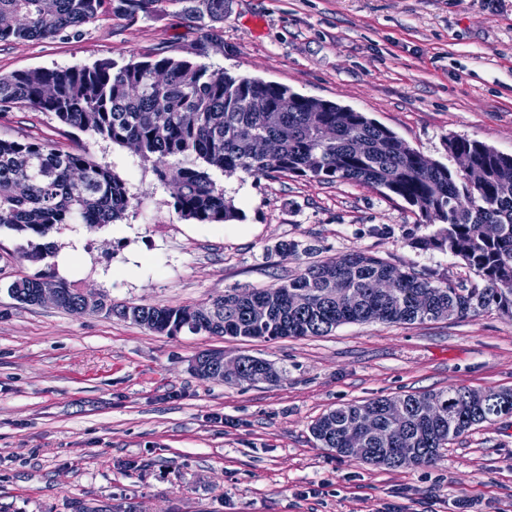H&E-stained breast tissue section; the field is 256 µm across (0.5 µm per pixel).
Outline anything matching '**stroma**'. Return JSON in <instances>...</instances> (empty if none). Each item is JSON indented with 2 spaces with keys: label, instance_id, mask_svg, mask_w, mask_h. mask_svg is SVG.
I'll return each instance as SVG.
<instances>
[{
  "label": "stroma",
  "instance_id": "obj_1",
  "mask_svg": "<svg viewBox=\"0 0 512 512\" xmlns=\"http://www.w3.org/2000/svg\"><path fill=\"white\" fill-rule=\"evenodd\" d=\"M174 56L288 86L366 113L431 160L449 137L512 155V0H224L220 31L168 0L106 16L83 39L0 43V74ZM0 138L86 149L134 197L122 220L53 233L76 249L75 288L116 303L198 306L266 288L305 265L363 250L435 282H476L408 205L366 186L217 175L243 214L227 227L180 219L174 187L136 152L27 108L0 110ZM312 247L283 259L279 243ZM0 230V512H512V416L473 427L440 461L374 468L310 433L342 404L448 386L512 388V315L345 324L276 341L161 336L102 313L25 305L8 285L53 259L19 258ZM252 355L281 383L197 377L205 350Z\"/></svg>",
  "mask_w": 512,
  "mask_h": 512
}]
</instances>
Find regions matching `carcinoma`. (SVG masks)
<instances>
[{
  "instance_id": "cac0c4a2",
  "label": "carcinoma",
  "mask_w": 512,
  "mask_h": 512,
  "mask_svg": "<svg viewBox=\"0 0 512 512\" xmlns=\"http://www.w3.org/2000/svg\"><path fill=\"white\" fill-rule=\"evenodd\" d=\"M160 0H0V16L18 13L21 27H0V42L83 38L86 28L105 14L149 13ZM197 22L224 23V0H167ZM52 95L43 96L45 87ZM268 99L270 111L253 112L247 100ZM19 105L52 114L63 124L90 131L104 141L134 143L138 155L152 163L158 178L181 184L175 212L198 224H229L242 218L211 173L241 172L259 177H306L348 182L403 200L423 224L437 226L423 238L425 249L446 251L461 259L484 282L466 287L434 283L379 257L357 250L334 260L307 265L296 277L270 288L226 293L201 306L156 307L114 304L107 296L105 315L115 316L154 333L182 331L209 336H240L268 341L323 336L347 323L413 324L432 320L417 309L427 303L448 305L463 318L494 307L512 313V156L485 144L454 136L448 157L467 154L484 169L485 180L470 184L447 164L432 161L393 131L363 112L298 94L259 79L214 73L207 66L164 56L118 66L102 60L91 66L29 69L0 75V107ZM293 132L279 139L282 126ZM334 134L324 140L321 131ZM263 138L268 155L250 152L249 143ZM177 159L174 164L169 158ZM132 207L126 182L87 152H68L39 141L0 139V228L27 237L21 256L40 263L55 254L49 236L64 224L95 230L122 219ZM484 224H496L499 235L487 240ZM396 288H375L387 275ZM62 290L64 310L80 313L77 289L65 280L37 275L14 280L8 293L18 302L35 304L45 284ZM295 293L307 304L291 309ZM263 300L266 319L254 321L249 303ZM240 384L276 383L284 376L264 359L245 356ZM468 388L450 385L438 391L382 396L341 405L311 425L314 438L340 457L347 456L357 421L372 414L383 424L368 447L381 448L386 468H405L441 460V450L472 427L512 416V390L488 409L476 411L464 401ZM399 402L405 417L396 425L383 416L386 405ZM427 403L438 405L440 418L423 417Z\"/></svg>"
}]
</instances>
